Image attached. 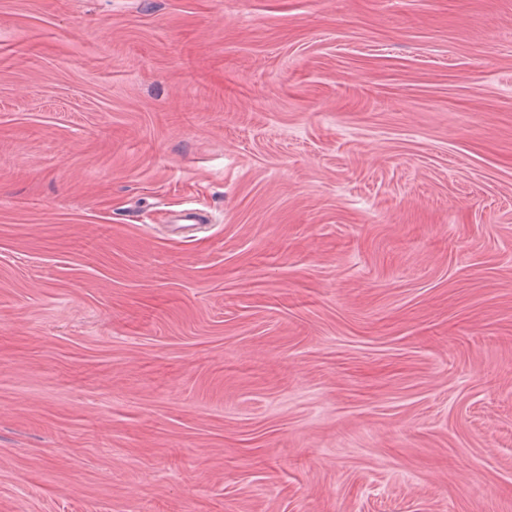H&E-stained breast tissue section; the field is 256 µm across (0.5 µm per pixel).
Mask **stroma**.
<instances>
[{"instance_id": "stroma-1", "label": "stroma", "mask_w": 512, "mask_h": 512, "mask_svg": "<svg viewBox=\"0 0 512 512\" xmlns=\"http://www.w3.org/2000/svg\"><path fill=\"white\" fill-rule=\"evenodd\" d=\"M0 512H512V0H0Z\"/></svg>"}]
</instances>
